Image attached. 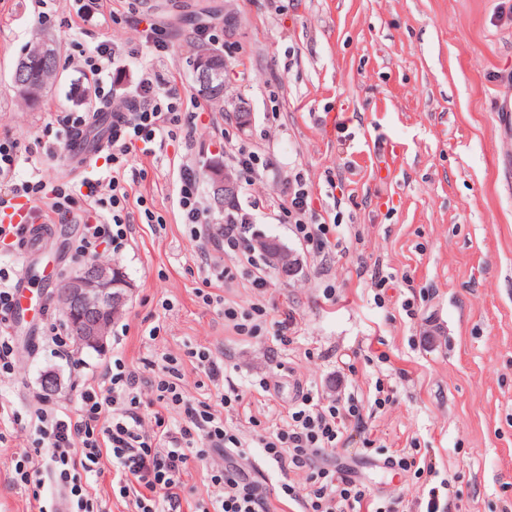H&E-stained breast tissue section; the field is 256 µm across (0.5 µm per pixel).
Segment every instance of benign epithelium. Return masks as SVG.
Masks as SVG:
<instances>
[{"label":"benign epithelium","instance_id":"1","mask_svg":"<svg viewBox=\"0 0 512 512\" xmlns=\"http://www.w3.org/2000/svg\"><path fill=\"white\" fill-rule=\"evenodd\" d=\"M195 80L205 92L226 88L224 67L213 52L206 50L196 62ZM215 204L233 196L237 191L232 172L215 164L208 168ZM130 284L110 265L86 263L69 274L56 290V303L73 321L74 339L81 347L98 349L106 340L112 320L129 299Z\"/></svg>","mask_w":512,"mask_h":512}]
</instances>
